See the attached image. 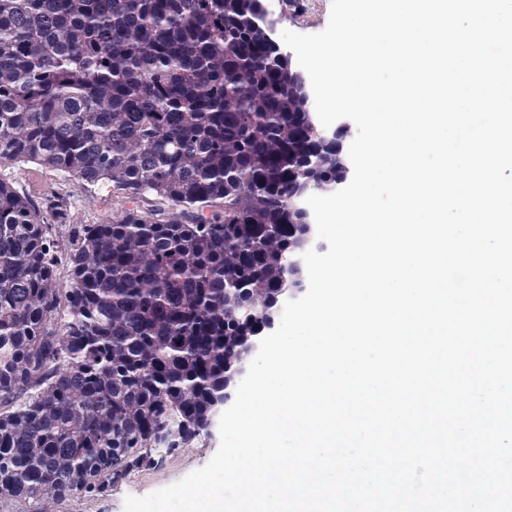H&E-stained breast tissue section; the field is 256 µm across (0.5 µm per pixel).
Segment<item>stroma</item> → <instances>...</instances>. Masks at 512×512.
I'll return each instance as SVG.
<instances>
[{"label":"stroma","instance_id":"stroma-1","mask_svg":"<svg viewBox=\"0 0 512 512\" xmlns=\"http://www.w3.org/2000/svg\"><path fill=\"white\" fill-rule=\"evenodd\" d=\"M331 0H283L278 28L299 34L322 32L329 23ZM0 175L11 179L31 199L49 209L61 248L83 224H100L122 216L131 204L125 191L112 186H85L74 177L33 163L0 164ZM220 445L218 425L194 439L178 454L166 457L162 466L136 471L104 497L74 498L49 504V512H124L126 497H143L175 484L204 467Z\"/></svg>","mask_w":512,"mask_h":512}]
</instances>
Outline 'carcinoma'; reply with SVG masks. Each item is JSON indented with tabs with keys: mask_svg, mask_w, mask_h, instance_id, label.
<instances>
[{
	"mask_svg": "<svg viewBox=\"0 0 512 512\" xmlns=\"http://www.w3.org/2000/svg\"><path fill=\"white\" fill-rule=\"evenodd\" d=\"M263 0H0V163L170 204L66 253L0 177V499L103 496L207 431L228 363L304 245L301 175L336 182ZM60 320L62 328L52 327Z\"/></svg>",
	"mask_w": 512,
	"mask_h": 512,
	"instance_id": "obj_1",
	"label": "carcinoma"
}]
</instances>
